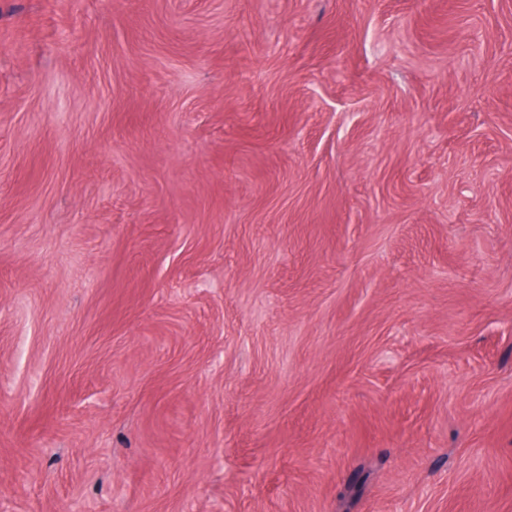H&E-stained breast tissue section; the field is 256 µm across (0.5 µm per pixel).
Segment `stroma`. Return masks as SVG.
Segmentation results:
<instances>
[{"mask_svg":"<svg viewBox=\"0 0 512 512\" xmlns=\"http://www.w3.org/2000/svg\"><path fill=\"white\" fill-rule=\"evenodd\" d=\"M0 512H512V0H0Z\"/></svg>","mask_w":512,"mask_h":512,"instance_id":"stroma-1","label":"stroma"}]
</instances>
